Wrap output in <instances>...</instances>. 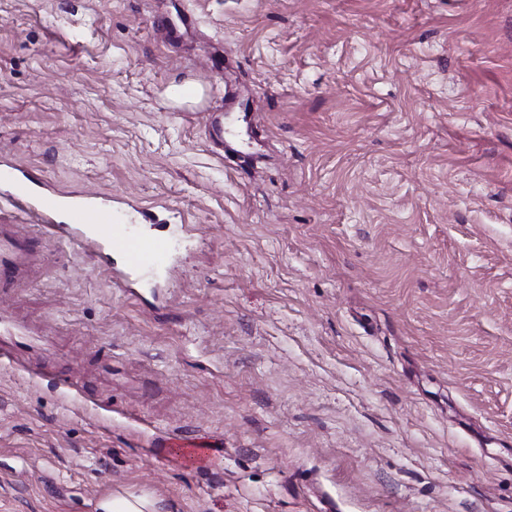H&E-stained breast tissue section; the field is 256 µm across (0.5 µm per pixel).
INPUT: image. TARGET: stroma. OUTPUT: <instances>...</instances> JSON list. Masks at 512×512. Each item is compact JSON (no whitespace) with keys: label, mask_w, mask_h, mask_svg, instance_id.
Returning <instances> with one entry per match:
<instances>
[{"label":"stroma","mask_w":512,"mask_h":512,"mask_svg":"<svg viewBox=\"0 0 512 512\" xmlns=\"http://www.w3.org/2000/svg\"><path fill=\"white\" fill-rule=\"evenodd\" d=\"M0 158L178 240L22 221L0 512H512V0H0ZM41 225L70 244L91 249L98 262L108 264L112 253L120 254L126 266L142 280L151 279L165 269L172 255L171 240L137 236L129 224L112 217V210H99L86 204L72 207L67 223ZM148 506L143 499L125 496H112L100 505L103 512H145Z\"/></svg>","instance_id":"obj_1"}]
</instances>
